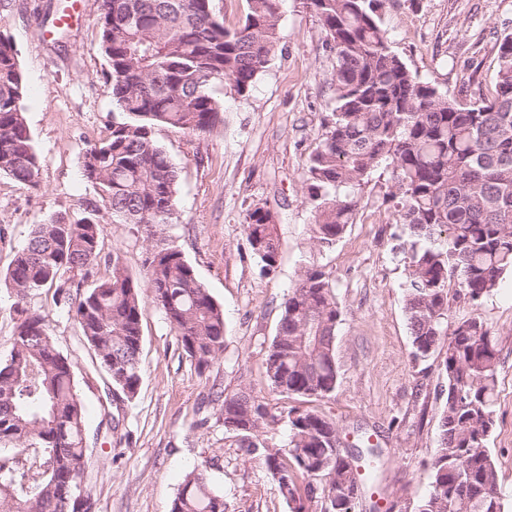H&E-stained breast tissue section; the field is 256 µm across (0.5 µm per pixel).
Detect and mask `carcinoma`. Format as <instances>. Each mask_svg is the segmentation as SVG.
<instances>
[{"label":"carcinoma","instance_id":"carcinoma-1","mask_svg":"<svg viewBox=\"0 0 512 512\" xmlns=\"http://www.w3.org/2000/svg\"><path fill=\"white\" fill-rule=\"evenodd\" d=\"M229 27L213 0H100L98 51L119 119L82 155L94 197L77 221L52 217L33 225L0 282L15 294L12 349L0 361V512H79L86 436L93 409L80 392L70 356L27 299L55 289L79 329L91 369L127 399L142 381L143 297L122 255L103 254L98 214L161 228L172 222L179 181L155 139L168 126L188 136L213 132L224 104L216 83L247 97L279 40L285 0H246ZM386 0H307L333 57L331 119L303 171L313 223L310 240L331 247L354 223L362 193L381 168L391 171L383 202L407 227L404 288L412 357L439 358L443 388L439 448L428 466L425 512H504L498 469L486 449L495 424L498 337L472 315L448 329L450 288L472 306L512 274V33L497 45L490 96L463 103L421 79L392 49L382 25ZM27 86L18 50L0 35V175L38 185V161L26 123ZM246 233L263 270L278 265L273 212L255 205ZM80 275L75 279L73 274ZM151 302L165 316L199 374L224 353V310L177 246L164 239L145 260ZM342 313L323 266L309 263L281 305L263 359L271 392L305 402L331 397L338 367L335 339ZM224 431L262 461L291 512H354L355 490L375 479L381 450L369 441L350 455L336 448V422L320 411L287 412L246 387L211 393ZM284 422L286 448H261L260 430ZM205 460L187 472L170 512H225Z\"/></svg>","mask_w":512,"mask_h":512}]
</instances>
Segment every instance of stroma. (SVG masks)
<instances>
[{
  "label": "stroma",
  "instance_id": "obj_1",
  "mask_svg": "<svg viewBox=\"0 0 512 512\" xmlns=\"http://www.w3.org/2000/svg\"><path fill=\"white\" fill-rule=\"evenodd\" d=\"M78 7V22L56 32L60 5ZM384 26L409 68L449 97L475 100L493 86L495 44L512 33V0H386ZM0 34L14 41L28 86L26 122L39 163L38 186L0 176V271H6L32 225L62 215L81 217V200L93 197L81 170L87 147L116 117L97 50L99 0H0ZM306 0H286L279 42L246 98L228 86L214 94L224 122L191 137L159 128L156 139L175 165L179 200L165 237L182 250L210 295L224 308V353L198 374L183 355L163 313L142 314L143 378L134 399L107 389L90 371L88 352L77 350L78 329L45 289L29 300L59 348L69 354L80 389L91 405L108 406L118 430L88 433L82 487L91 512H170L186 472L212 460L213 485L226 512H290L259 459L241 454L212 406L213 387L233 393L250 384L271 394L262 354L271 343L280 305L302 266L323 264L335 284L343 321L335 341L336 390L315 409L335 420L342 439L365 436L383 450L374 486L364 488L355 512H416L427 488V465L438 441L439 361L411 357L403 288L408 270L397 223L383 196L389 172L365 188L354 224L326 252L312 244V213L302 179L309 153L331 112L332 58ZM275 214L280 242L275 272L265 273L246 239L249 206ZM105 251L120 250L141 277L152 245L136 224L102 213ZM480 316L500 341L496 422L488 448L496 461L505 512H512V275L479 306L459 302L453 320Z\"/></svg>",
  "mask_w": 512,
  "mask_h": 512
}]
</instances>
